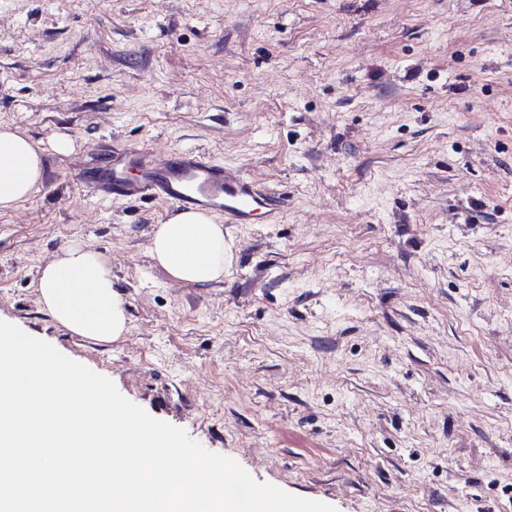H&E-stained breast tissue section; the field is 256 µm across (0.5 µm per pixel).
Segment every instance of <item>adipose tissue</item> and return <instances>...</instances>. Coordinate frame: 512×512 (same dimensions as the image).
Returning a JSON list of instances; mask_svg holds the SVG:
<instances>
[{
  "mask_svg": "<svg viewBox=\"0 0 512 512\" xmlns=\"http://www.w3.org/2000/svg\"><path fill=\"white\" fill-rule=\"evenodd\" d=\"M45 176L44 151L16 126L0 125V210L28 199ZM150 252L174 279L207 284L224 275V227L214 214L186 210L157 225ZM39 301L53 321L97 343L123 335V301L112 286V268L89 245L63 247L41 268Z\"/></svg>",
  "mask_w": 512,
  "mask_h": 512,
  "instance_id": "1",
  "label": "adipose tissue"
}]
</instances>
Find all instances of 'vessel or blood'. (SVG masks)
Listing matches in <instances>:
<instances>
[{"label": "vessel or blood", "mask_w": 512, "mask_h": 512, "mask_svg": "<svg viewBox=\"0 0 512 512\" xmlns=\"http://www.w3.org/2000/svg\"><path fill=\"white\" fill-rule=\"evenodd\" d=\"M74 180L104 198H156L176 207L208 211L228 224H250L260 216L277 224L283 216L282 208L272 206L271 195L193 149L116 146L94 174L79 172Z\"/></svg>", "instance_id": "1"}]
</instances>
